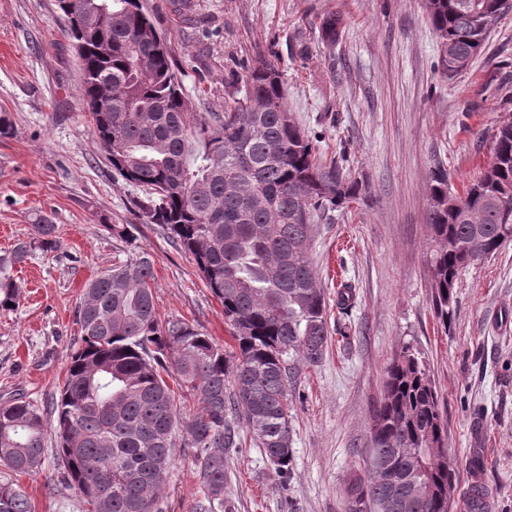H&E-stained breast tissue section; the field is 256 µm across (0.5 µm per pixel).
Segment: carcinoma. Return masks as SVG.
Returning <instances> with one entry per match:
<instances>
[{
    "mask_svg": "<svg viewBox=\"0 0 512 512\" xmlns=\"http://www.w3.org/2000/svg\"><path fill=\"white\" fill-rule=\"evenodd\" d=\"M84 73L80 96L113 174L139 188L135 207L194 260L224 305L226 351L181 320L162 318L153 266L143 255L91 281L76 310L81 345L69 354L51 409L58 482L83 512H162L176 438L196 450L204 502L224 507V449L245 425L279 473L292 462L289 393L298 364H319L331 336L328 302L310 258L315 216L362 198L344 175L345 154L323 159L319 142L288 112L278 69L246 68L243 96L222 112H198L184 93L170 38L144 0H57ZM452 79L481 53L512 0H422ZM342 15L320 22L331 46ZM425 224L436 319L448 329L460 272L512 243V119L493 133V153L463 192L448 172L429 176ZM57 246L54 224L0 255V312L18 307L13 268ZM198 395L181 418L167 378ZM42 412L0 404V465L42 469ZM456 474L438 392L419 353L404 347L386 369L372 408L367 473L347 490L346 512H451ZM0 512H31L21 488L0 483Z\"/></svg>",
    "mask_w": 512,
    "mask_h": 512,
    "instance_id": "1",
    "label": "carcinoma"
}]
</instances>
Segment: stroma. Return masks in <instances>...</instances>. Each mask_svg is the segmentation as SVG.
Listing matches in <instances>:
<instances>
[{
	"instance_id": "stroma-1",
	"label": "stroma",
	"mask_w": 512,
	"mask_h": 512,
	"mask_svg": "<svg viewBox=\"0 0 512 512\" xmlns=\"http://www.w3.org/2000/svg\"><path fill=\"white\" fill-rule=\"evenodd\" d=\"M171 39L186 92L200 111L241 95L246 66L282 74L288 110L319 135L363 201L320 217L311 259L331 305L322 362L300 370L291 399L292 468L279 474L248 431L224 451L232 512H345V492L369 461L371 408L402 347L418 351L439 393L455 457V512H469L480 458L489 512H512V244L462 271L450 329L438 325L427 275L428 178L448 171L451 192L477 177L492 134L512 115V14L500 19L470 69L448 78L421 0H147ZM347 20L322 43L323 16ZM82 69L56 0H0V251L57 225L58 247L13 270L19 306L0 313V402L23 397L48 411L81 339L74 312L86 285L117 262L149 255L161 317L232 345L224 307L192 257L133 205L140 191L114 177L78 90ZM134 225V241L113 237ZM351 289L346 310L338 290ZM192 449L176 448L164 512H197ZM32 512H81L53 461L36 474L0 465Z\"/></svg>"
}]
</instances>
